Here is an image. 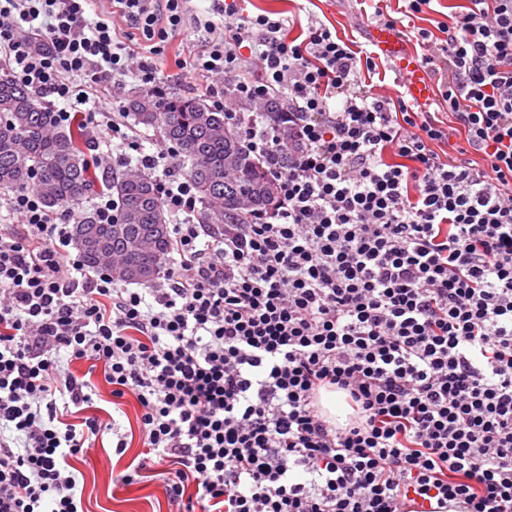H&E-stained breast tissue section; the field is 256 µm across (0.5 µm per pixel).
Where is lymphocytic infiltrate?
<instances>
[{
  "label": "lymphocytic infiltrate",
  "mask_w": 512,
  "mask_h": 512,
  "mask_svg": "<svg viewBox=\"0 0 512 512\" xmlns=\"http://www.w3.org/2000/svg\"><path fill=\"white\" fill-rule=\"evenodd\" d=\"M115 2L112 21L0 0L7 75L153 176L174 219L161 282L124 288L71 253L69 212L0 197V512H83L73 463L116 426L91 411L98 372L140 409L145 451L116 482L155 472L176 512H512V0L417 31L461 146L372 92L374 56L323 22L294 37L239 0ZM198 33L189 74L278 185L244 224L197 223L171 151L98 95L132 77L167 97L154 60ZM278 94L282 112L235 107Z\"/></svg>",
  "instance_id": "lymphocytic-infiltrate-1"
}]
</instances>
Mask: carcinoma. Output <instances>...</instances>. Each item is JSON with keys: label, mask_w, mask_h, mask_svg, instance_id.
<instances>
[{"label": "carcinoma", "mask_w": 512, "mask_h": 512, "mask_svg": "<svg viewBox=\"0 0 512 512\" xmlns=\"http://www.w3.org/2000/svg\"><path fill=\"white\" fill-rule=\"evenodd\" d=\"M127 111L137 124L159 131L171 145L202 204V223L240 224L251 211L277 204L276 183L260 158L249 153L240 130L224 122V113L206 99L172 94L161 101L151 93L133 91ZM87 142L81 124H53L49 109L27 87L0 74V191L33 188L51 212L92 194L114 197L125 238L112 233L114 222L82 214L73 222V245L91 269L104 268L124 282L152 283L160 277L170 247L169 230L157 238L152 235V226L170 224L155 184L132 168L110 180L99 179ZM230 149L240 165L234 182L227 185L224 156ZM127 265L145 269L147 277H129Z\"/></svg>", "instance_id": "obj_1"}]
</instances>
